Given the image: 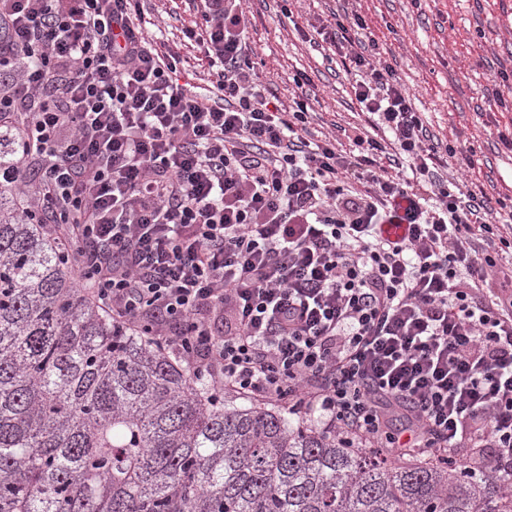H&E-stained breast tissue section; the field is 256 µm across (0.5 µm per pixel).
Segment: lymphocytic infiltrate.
Returning <instances> with one entry per match:
<instances>
[{"label":"lymphocytic infiltrate","mask_w":512,"mask_h":512,"mask_svg":"<svg viewBox=\"0 0 512 512\" xmlns=\"http://www.w3.org/2000/svg\"><path fill=\"white\" fill-rule=\"evenodd\" d=\"M192 2L207 94L179 84L185 59L141 0H0V129L24 143L0 179L24 213L69 216L81 294L212 392L319 413L398 459L512 469V295L490 286L512 278V225L444 178L455 146L360 14L316 30L384 133L345 129L344 152L246 70L244 0Z\"/></svg>","instance_id":"obj_1"}]
</instances>
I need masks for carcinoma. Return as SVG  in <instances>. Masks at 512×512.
<instances>
[{"mask_svg":"<svg viewBox=\"0 0 512 512\" xmlns=\"http://www.w3.org/2000/svg\"><path fill=\"white\" fill-rule=\"evenodd\" d=\"M0 132V166L17 160ZM0 186V512H512V488L394 466L261 407L226 409L77 291L71 245Z\"/></svg>","mask_w":512,"mask_h":512,"instance_id":"cac0c4a2","label":"carcinoma"}]
</instances>
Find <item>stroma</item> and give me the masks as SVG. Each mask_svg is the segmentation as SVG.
<instances>
[{"label": "stroma", "instance_id": "35a3bbf8", "mask_svg": "<svg viewBox=\"0 0 512 512\" xmlns=\"http://www.w3.org/2000/svg\"><path fill=\"white\" fill-rule=\"evenodd\" d=\"M344 0H247L251 18L246 60L269 97L291 109L294 79L305 74L312 136L367 124L355 99L354 75L326 43L305 38L344 8ZM382 61L412 95L430 131L470 156L450 164L449 177L491 199L512 197V151L498 133L512 127V0H357ZM159 41L179 40L199 23L191 0H144Z\"/></svg>", "mask_w": 512, "mask_h": 512}]
</instances>
